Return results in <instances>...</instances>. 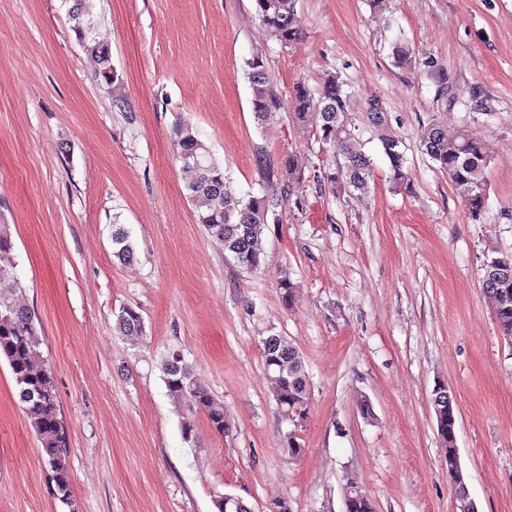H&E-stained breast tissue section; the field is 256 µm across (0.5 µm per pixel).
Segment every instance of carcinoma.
Returning <instances> with one entry per match:
<instances>
[{
  "label": "carcinoma",
  "mask_w": 512,
  "mask_h": 512,
  "mask_svg": "<svg viewBox=\"0 0 512 512\" xmlns=\"http://www.w3.org/2000/svg\"><path fill=\"white\" fill-rule=\"evenodd\" d=\"M70 4L68 15L74 22L77 39L98 65L96 75L105 83H115L118 75L111 63L108 48L88 40L82 17L87 0H65ZM257 14L271 36L282 45L294 43L299 36L296 23V0H255ZM393 63L404 68L416 63V56L407 43L399 40L393 47ZM252 90V106L257 119L266 117L284 107L293 111L298 125H307L309 114L320 118L319 138L322 143L343 155L344 163L316 175L318 182L331 187L336 183L355 191L368 189L372 178V162L358 146L352 120L350 96L343 90V82L332 74L325 78L318 95L302 83L297 84L289 99L282 100L273 90L263 54L257 52L247 61ZM368 119L378 133L384 153L389 160L392 181L397 185L410 183L401 151V140L393 132L388 117L378 102L371 100L367 108ZM422 147L438 169L448 175L453 188L461 198L468 214L475 221L486 211V170L490 155L485 144L466 132L448 136L443 125L432 123L424 129ZM175 146L178 158L195 173L187 185L196 223L207 234L224 245L239 265L247 269L260 267L263 261L261 237L268 224L273 204L265 198L243 201L227 188L224 171L210 156L209 148L196 130L181 127L176 131ZM113 255L122 263L135 257L128 231L120 224L112 225ZM13 241L10 225L0 218V360L6 361L20 402L31 419V425L42 448V456L50 469L53 495L71 505L70 481L62 458L67 453V433L60 417L58 397L52 371L40 365L41 339L35 317L17 300L22 291L12 257ZM484 273L494 272L495 278L486 281L485 292L495 301V316L502 335L512 336V252L498 251L483 265ZM119 332L125 336H141L145 332L139 311L126 307L118 319ZM263 362L273 384L274 400L279 412L305 418L309 407L308 380L302 356L288 341L278 335L270 336L263 346ZM165 382L170 395L187 404L192 411L203 412L211 428L219 433L229 432L224 422V405L218 402L193 378L189 367L174 355L165 364ZM437 436L448 464V480L453 495L469 493L467 486L454 482L457 464V446L452 431L459 421L456 403L447 404L443 413L435 415ZM283 451L290 460L304 452L299 437L289 432L283 442ZM345 512H374V505L365 492L346 501Z\"/></svg>",
  "instance_id": "1"
}]
</instances>
